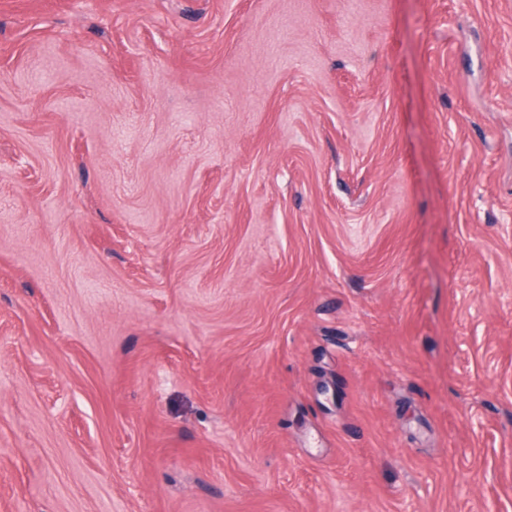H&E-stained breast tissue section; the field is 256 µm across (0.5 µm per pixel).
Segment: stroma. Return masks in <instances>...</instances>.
I'll use <instances>...</instances> for the list:
<instances>
[{
    "label": "stroma",
    "mask_w": 512,
    "mask_h": 512,
    "mask_svg": "<svg viewBox=\"0 0 512 512\" xmlns=\"http://www.w3.org/2000/svg\"><path fill=\"white\" fill-rule=\"evenodd\" d=\"M0 512H512V0H0Z\"/></svg>",
    "instance_id": "obj_1"
}]
</instances>
